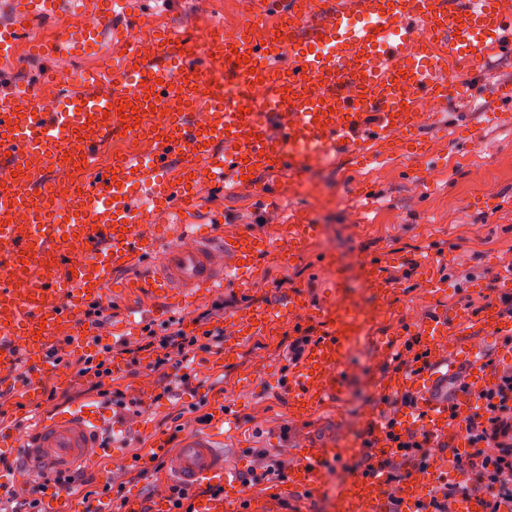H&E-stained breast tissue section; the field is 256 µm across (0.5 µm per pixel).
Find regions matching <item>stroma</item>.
Returning a JSON list of instances; mask_svg holds the SVG:
<instances>
[{"mask_svg":"<svg viewBox=\"0 0 512 512\" xmlns=\"http://www.w3.org/2000/svg\"><path fill=\"white\" fill-rule=\"evenodd\" d=\"M242 3L210 0V14L205 17L198 0H129L127 15L146 18L152 29L196 36L212 22L239 24L244 17ZM113 42L108 24L100 28L87 55L76 52L49 59L23 41L12 58L0 62V77L50 91L62 80L76 92L82 88V74L113 54ZM459 94V100L449 102L438 121L422 131L427 160L414 159L405 151L368 164L350 157L322 165L318 182H310L302 173L286 187L280 177L263 173L257 178L259 193L251 196L220 186L203 187L201 207L225 230L260 226L275 237L281 225L306 221L319 225L321 232L292 258L274 254L261 258L246 290L228 288L204 296L183 313L185 329L194 330L202 312H210L211 325L220 326L244 304L266 305L294 290L320 304L325 295L322 262L328 258L334 259L347 289L361 297L366 294L359 275L361 261L372 258L384 263L393 287L388 301L394 317L377 332L391 341L405 326L423 321L435 306L474 315L488 299L496 298V283L506 277L512 258V122L497 121L494 115L512 113V103L493 99L476 75L463 81ZM487 196L496 197V205L475 209V201ZM392 253L433 255L449 273L445 286L432 290L421 269L406 274L404 264L389 263ZM151 309V304L114 294L106 303L107 321L94 334L101 344L112 343L115 330L130 314L141 313L143 323H151ZM294 337L293 327L287 326L275 340L244 344L228 359L198 354L192 364L194 389H176L168 399H157V376L146 367L116 373L115 387L130 395L141 390L145 396L137 411L113 410L112 452L90 463L92 487L101 493L100 507L109 505L102 492L108 485L123 496L144 500L159 485L174 484L169 468L152 469L142 477L131 464L134 454L149 452L176 430L185 436L208 434L221 440L225 464L244 477L262 474L271 466L288 473L303 441L325 445L359 440L372 406H380L382 416L393 415L391 404L379 402L372 387L376 358L369 344L349 353L339 399L306 416L291 412L286 388ZM222 400L228 403L226 412L233 425L220 426L210 418L213 405ZM60 409L45 396L19 391L13 403L0 406V428L25 433L35 415ZM202 414L209 417L203 424L198 421ZM351 465L348 459L327 463L320 490L313 495L284 493L282 512H332L333 497L350 475Z\"/></svg>","mask_w":512,"mask_h":512,"instance_id":"obj_1","label":"stroma"}]
</instances>
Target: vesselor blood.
I'll return each instance as SVG.
<instances>
[{"label":"vessel or blood","mask_w":512,"mask_h":512,"mask_svg":"<svg viewBox=\"0 0 512 512\" xmlns=\"http://www.w3.org/2000/svg\"><path fill=\"white\" fill-rule=\"evenodd\" d=\"M247 23L235 44L224 41V26L175 39L159 34L151 54L126 49L116 40L118 66L109 80L111 96L95 92L98 73L84 75L83 93L63 96L61 106L36 110L32 96L16 88L0 91V391L10 387L20 363H28L25 387L37 390L49 374L63 373L48 352L71 350L93 337L84 313L112 292V278L130 272L125 296L164 299L168 310H183L203 294L238 283L257 260L288 249L257 227L228 232L212 225L196 231L199 191L206 185L238 187L242 177L266 171L285 180L307 164L363 155L416 132L432 102L447 108L460 89L457 61L478 70L492 53L512 54V0H252ZM56 0H21L18 24L0 32V59L12 57L32 16L51 14ZM289 56L287 71L274 61ZM214 59L225 68L235 94L216 89L208 124L197 121L201 102L189 80L175 81L174 68ZM138 72V83H126ZM264 96L252 99L254 85ZM136 113L120 115V105ZM127 136L107 163L98 157L110 137ZM74 173L75 192L65 207L54 202L47 167ZM181 224L180 239L163 233L168 221ZM362 274L376 296L372 307L351 304L339 275L326 283L320 311L324 336L308 346L288 376V398L299 410L335 400L352 348L372 341L388 317L382 298L390 286L383 266L366 260ZM303 293L254 307L233 317L238 340L272 336L309 312ZM418 337V361L374 377L378 396L408 392L416 411L395 418L402 431L453 439L459 453L469 447L462 432H451L449 413L467 418L476 396L495 380L481 348L471 345L454 358L446 351L459 336H512V317L488 305L474 318L433 310L408 328ZM467 371L468 390L452 399L436 396L438 380ZM99 407L58 412L43 420L28 442L0 431V446L18 447L19 479L28 473L72 469L99 454ZM358 442L305 444L289 470V486L320 488L330 460L361 456ZM447 463L439 455L425 471L413 470L399 484L403 512L429 502L435 478ZM186 488L217 480L218 498L199 500L196 512H280L281 488L248 491L238 474L224 467V452L205 434L187 436L168 457ZM335 512H388L384 471L357 473L337 490Z\"/></svg>","instance_id":"vessel-or-blood-1"}]
</instances>
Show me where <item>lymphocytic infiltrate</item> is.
Instances as JSON below:
<instances>
[{
	"mask_svg": "<svg viewBox=\"0 0 512 512\" xmlns=\"http://www.w3.org/2000/svg\"><path fill=\"white\" fill-rule=\"evenodd\" d=\"M224 348V331L214 327L201 333H189L175 321H168L161 328L146 325L136 347L122 346L119 352L126 357V364L135 367L147 362L150 371L158 373L163 387L162 396H170L172 384L190 387L194 375L191 363L201 353H218ZM112 345L97 347L95 352L79 356L75 364L79 376L91 378V388L106 404L119 409L130 408L126 395L119 389H108L105 378L113 374ZM487 367L496 371L491 387L482 390L480 404L475 414L464 426L465 436L471 446L469 454L455 456L456 475L439 480L429 504V512H450L452 502L467 492L479 493L485 512H502L503 506H512V368L496 370V362L486 359ZM385 439L392 448V456L374 460L364 454L356 466L361 471L373 465L385 468L389 487H396L406 476L409 465L429 468L434 459L431 440L415 432L403 433L386 426ZM92 478L87 470L57 471L51 481L35 484L26 497L17 501L11 512H43L42 496L47 488L67 490L75 486L90 485Z\"/></svg>",
	"mask_w": 512,
	"mask_h": 512,
	"instance_id": "1",
	"label": "lymphocytic infiltrate"
}]
</instances>
